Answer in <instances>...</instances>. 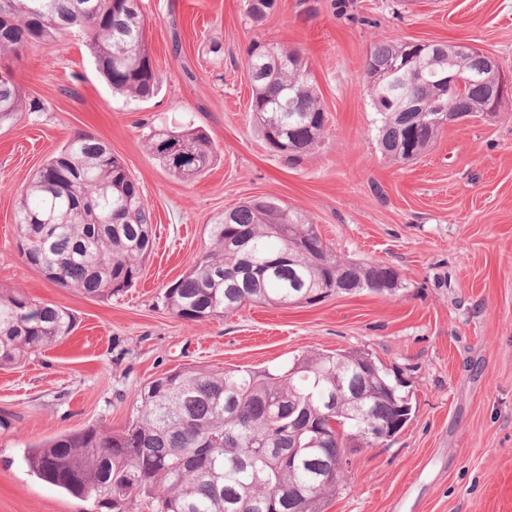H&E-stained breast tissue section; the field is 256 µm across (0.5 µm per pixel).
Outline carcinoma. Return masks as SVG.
<instances>
[{"mask_svg": "<svg viewBox=\"0 0 512 512\" xmlns=\"http://www.w3.org/2000/svg\"><path fill=\"white\" fill-rule=\"evenodd\" d=\"M276 0H245L259 25ZM78 29L113 92L147 101L160 87L145 41L139 0H0V58L51 46ZM380 42L365 76L379 116L378 144L396 163L418 158L442 127L436 112L483 114L485 90L469 83L480 62L451 44H435L416 76H390L406 55ZM251 111L270 150L297 160L320 142L326 124L310 67L298 50L255 41L247 52ZM0 75V125L26 102L9 69ZM448 77V98L434 96ZM178 156L170 160L168 150ZM149 148L178 179L182 163L203 175L217 153L195 128L158 130ZM231 223L210 225L211 248L164 291V305L188 322L222 319L247 303L314 304L334 293L392 292L398 272L385 264L338 257L316 225L273 199L232 208ZM18 254L49 280L87 297L108 298L140 278L153 248L151 210L123 160L100 139L79 133L33 175L16 212ZM74 329L66 309L19 293H0V367L23 362ZM405 382L369 353H313L283 372L187 367L140 391L138 415L120 429L88 427L28 447L40 479L83 499L112 494L110 512H128L143 496L156 512H322L336 494L351 435L384 443L376 426L408 404Z\"/></svg>", "mask_w": 512, "mask_h": 512, "instance_id": "cac0c4a2", "label": "carcinoma"}]
</instances>
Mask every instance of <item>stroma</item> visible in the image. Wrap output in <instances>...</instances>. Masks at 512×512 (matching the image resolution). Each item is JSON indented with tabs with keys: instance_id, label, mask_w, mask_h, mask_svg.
Masks as SVG:
<instances>
[{
	"instance_id": "1",
	"label": "stroma",
	"mask_w": 512,
	"mask_h": 512,
	"mask_svg": "<svg viewBox=\"0 0 512 512\" xmlns=\"http://www.w3.org/2000/svg\"><path fill=\"white\" fill-rule=\"evenodd\" d=\"M162 77L143 103L114 95L80 31L9 65L39 112L0 127V290L65 308L72 334L0 369V512H98L33 474L29 446L134 418L139 392L196 367L285 368L360 350L397 369L415 410L394 439L356 455L323 512H512V96L444 127L421 158L381 155L364 64L379 42L468 43L512 68V0H278L261 26L244 0H140ZM299 50L328 116L296 163L262 140L250 110L253 40ZM192 127L217 147L194 182L147 147L151 130ZM104 141L139 182L156 244L132 288L92 299L48 281L16 251L31 175L77 133ZM271 198L316 224L343 259L394 267L391 293L306 306H244L186 323L165 287L210 248L218 215Z\"/></svg>"
}]
</instances>
